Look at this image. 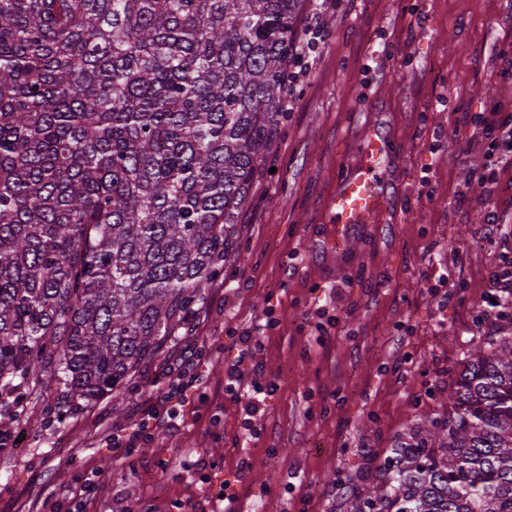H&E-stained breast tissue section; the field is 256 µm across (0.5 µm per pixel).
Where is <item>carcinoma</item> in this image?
I'll return each instance as SVG.
<instances>
[{
	"label": "carcinoma",
	"instance_id": "obj_1",
	"mask_svg": "<svg viewBox=\"0 0 512 512\" xmlns=\"http://www.w3.org/2000/svg\"><path fill=\"white\" fill-rule=\"evenodd\" d=\"M300 0H0V421L120 394L224 272ZM373 512H512V313L392 448Z\"/></svg>",
	"mask_w": 512,
	"mask_h": 512
}]
</instances>
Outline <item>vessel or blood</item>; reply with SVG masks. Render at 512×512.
Segmentation results:
<instances>
[{"label": "vessel or blood", "mask_w": 512, "mask_h": 512, "mask_svg": "<svg viewBox=\"0 0 512 512\" xmlns=\"http://www.w3.org/2000/svg\"><path fill=\"white\" fill-rule=\"evenodd\" d=\"M379 151L378 139L367 136L355 159L347 164L330 202L333 223L350 228L388 220L391 208L379 173L385 161Z\"/></svg>", "instance_id": "obj_1"}]
</instances>
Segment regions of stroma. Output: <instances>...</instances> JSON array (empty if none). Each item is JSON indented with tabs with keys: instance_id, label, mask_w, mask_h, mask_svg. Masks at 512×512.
Here are the masks:
<instances>
[{
	"instance_id": "1",
	"label": "stroma",
	"mask_w": 512,
	"mask_h": 512,
	"mask_svg": "<svg viewBox=\"0 0 512 512\" xmlns=\"http://www.w3.org/2000/svg\"><path fill=\"white\" fill-rule=\"evenodd\" d=\"M310 22L325 40L235 217L243 258L226 262L194 321L200 360L182 363L177 338L123 400L65 418L44 394L38 427L13 426L23 443L0 440V512H58L82 474L97 483L86 512H353L377 480L370 458L441 414L449 373L484 333L487 276L512 253V223L484 239L489 212L512 216V157L485 183V138L449 154L459 122L512 115L498 56L512 0H303L296 25ZM371 129L391 162L396 220L351 229L339 246L328 203ZM325 298L338 321L322 335ZM247 330L277 385L252 413L224 392ZM196 373L207 396L186 391L178 428L144 426L150 392ZM140 426L146 441L113 450V434Z\"/></svg>"
}]
</instances>
